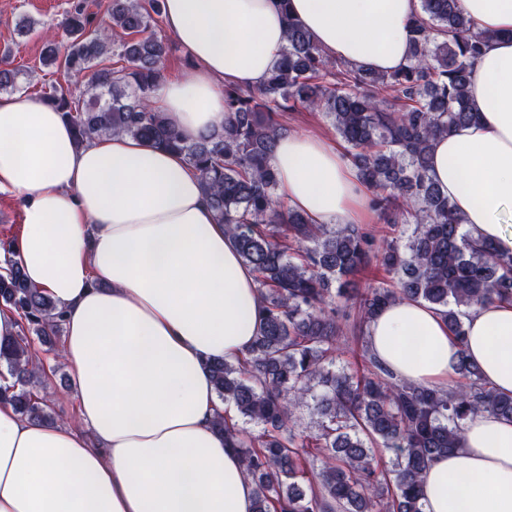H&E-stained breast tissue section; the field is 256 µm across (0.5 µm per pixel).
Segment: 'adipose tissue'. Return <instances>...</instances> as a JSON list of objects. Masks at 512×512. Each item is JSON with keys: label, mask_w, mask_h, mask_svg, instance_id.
<instances>
[{"label": "adipose tissue", "mask_w": 512, "mask_h": 512, "mask_svg": "<svg viewBox=\"0 0 512 512\" xmlns=\"http://www.w3.org/2000/svg\"><path fill=\"white\" fill-rule=\"evenodd\" d=\"M494 33L467 89L478 120L432 148L430 175L474 238L512 255V0H460ZM420 0H165L194 60L153 104L188 140L224 125V86L263 84L296 20L330 56L375 72L409 58ZM287 208L314 224H361L368 193L325 138L284 132L272 157ZM0 190L20 206L16 259L63 316L77 424H40L0 403V512H253L256 486L214 428L226 407L205 364L243 359L259 293L179 154L127 135L77 146L61 112L0 97ZM459 348L430 305L380 312L371 353L417 384L448 383L460 353L512 395V303L485 305ZM462 446L424 476V512H512V421L466 417Z\"/></svg>", "instance_id": "1"}]
</instances>
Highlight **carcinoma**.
<instances>
[{
  "instance_id": "cac0c4a2",
  "label": "carcinoma",
  "mask_w": 512,
  "mask_h": 512,
  "mask_svg": "<svg viewBox=\"0 0 512 512\" xmlns=\"http://www.w3.org/2000/svg\"><path fill=\"white\" fill-rule=\"evenodd\" d=\"M162 8L163 0H108L111 25L102 29L73 5L62 23L68 48L48 44L42 65L90 77L79 94L59 87L43 102L64 114L79 146L125 134L183 155L256 272L261 319L248 356L208 362L217 396L257 425L216 422L256 485L254 512H423L429 463L460 447L469 414L512 420V395L488 387L464 354L452 389L397 379L366 343L353 352V372L334 370L335 298L350 302L364 336L390 302L423 301L461 344L470 311L512 302V255L464 232L455 204L428 174L434 141L476 121L465 89L489 37L471 34L458 0H421L408 62L379 73L331 59L290 19L263 85H224V128L189 142L152 105L168 52L155 32ZM108 57L112 65H102ZM20 74L0 58L1 91L21 89ZM298 106L324 112L354 150L371 207L386 224L381 235L357 224H312L278 205L271 158L282 113ZM401 224L412 226L404 243ZM3 251L0 307L16 312L19 332L0 344V375L9 380L0 400L30 421L54 423L56 413L34 392L43 371L31 336L48 343L62 332V316L28 285L13 243ZM373 264L386 279L357 287L355 278ZM302 404L317 416L310 434L289 427Z\"/></svg>"
}]
</instances>
